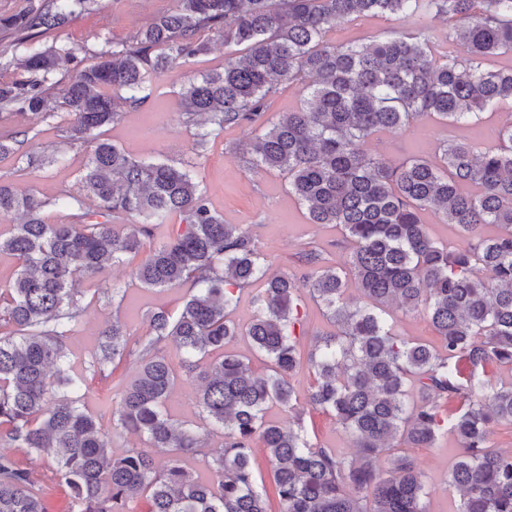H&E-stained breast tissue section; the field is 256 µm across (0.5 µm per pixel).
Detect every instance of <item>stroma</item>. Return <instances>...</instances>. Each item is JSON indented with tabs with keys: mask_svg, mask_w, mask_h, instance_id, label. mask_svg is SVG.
Listing matches in <instances>:
<instances>
[{
	"mask_svg": "<svg viewBox=\"0 0 512 512\" xmlns=\"http://www.w3.org/2000/svg\"><path fill=\"white\" fill-rule=\"evenodd\" d=\"M176 5V0H92L90 8L75 14L67 26L37 34L33 43L44 48H74L87 67L96 62L100 52L128 42L139 29L171 12ZM417 24L414 18L403 21L372 16L342 22L333 27L329 37L340 43L368 44L392 31ZM225 53L223 43L212 42L206 54L154 78L149 100L138 109L126 110L118 124L103 127V138L134 158L165 159L188 168L206 192L212 209L223 216L225 223L238 224L252 232L272 271H295L297 254L310 245L326 249L335 265L346 266L350 249L340 228L310 223L306 207L288 193L279 172L248 168L233 157L234 146L252 139L250 129L227 130L210 143L204 154L195 153L197 128L186 124L178 92L189 78L223 69ZM67 86V77L56 75L48 91L50 116L27 121L19 115L0 112V133L25 131L24 151L47 154L59 149L65 153L63 163L44 169L25 168L14 155L0 157V179L45 200L44 216L52 224L72 223L71 210L57 205L56 200L62 190L77 189L87 162L85 151L69 146V125L60 115ZM511 111L512 104L504 102L452 127L426 118L405 133L373 136L365 147L393 165L414 155L430 157L438 139L452 135L463 140L489 133L501 127ZM136 263V257H125L120 264L80 282L83 313L68 341L74 369H82L98 344L99 332L113 318H120L131 337L136 338L146 330L147 313L178 310L192 294L188 284L165 290L144 287L132 275ZM116 288L123 294L117 306L111 300ZM137 368L136 359L131 357L119 366L112 379H87L86 409L98 411L103 399L118 397ZM304 420L311 436L322 446L343 457H354L356 450L351 439L331 415L309 409ZM462 451L460 440L451 431L441 435L435 447L413 449L412 454L425 475L428 512H455L459 493L449 484L448 471Z\"/></svg>",
	"mask_w": 512,
	"mask_h": 512,
	"instance_id": "stroma-1",
	"label": "stroma"
}]
</instances>
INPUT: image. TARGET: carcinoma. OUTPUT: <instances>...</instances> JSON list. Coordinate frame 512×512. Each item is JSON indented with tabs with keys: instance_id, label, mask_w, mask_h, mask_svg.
Instances as JSON below:
<instances>
[{
	"instance_id": "cac0c4a2",
	"label": "carcinoma",
	"mask_w": 512,
	"mask_h": 512,
	"mask_svg": "<svg viewBox=\"0 0 512 512\" xmlns=\"http://www.w3.org/2000/svg\"><path fill=\"white\" fill-rule=\"evenodd\" d=\"M89 2L45 0L0 26L26 41L34 30L65 27ZM177 2L69 83L62 105L69 144L85 148L89 160L81 192L65 191L58 201L78 222L48 223V202L0 182V217L22 218L9 235L0 232V252L19 262L15 279L0 288V439L52 458L54 478L68 489L67 512H129L143 497L147 512H273L252 467L259 447L269 457L279 512H428L422 471L393 449L432 448L450 428L466 448L449 471L460 492L456 512H512V451L487 446L491 423L512 426V384L476 397L488 385L490 363L512 365V122L493 146L448 137L434 158L397 166L362 149L375 134H397L418 119L457 124L512 100V67L492 64L512 54V0ZM369 15L442 19L448 29L438 36L426 24L364 45L326 37L337 21ZM214 38L246 53L182 85L186 123L201 128L195 146L252 128L255 138L235 146L236 157L279 171L312 223L341 228L352 246L346 269L311 246L297 256L302 273H270L253 234L224 223L188 172L134 160L98 137L121 120V107L137 109L150 98L156 74L205 54ZM74 62L70 47L31 49L18 73L0 78V109L42 114L48 83ZM287 84L301 86L303 104L275 119L271 107ZM24 135L1 133L0 156L18 153ZM21 159L41 169L61 155ZM429 208L467 235L465 246L450 250L431 236L421 220ZM114 216L127 220L123 231ZM173 216L180 224L133 275L147 288L189 282L196 292L175 313H150L147 334L135 340L114 319L83 374H73L67 344L82 313L75 285L139 252ZM485 224L500 232L481 236ZM348 275L360 305L344 297ZM299 277L337 327L313 339L308 403L351 436L357 453L350 460L313 441L293 403ZM262 279L266 287L252 296L257 314L241 329L230 312ZM388 308L425 314L442 350L393 333ZM239 335L270 360L269 371L224 352ZM169 343L182 372L199 380L201 425L185 426L165 410L177 375L163 354ZM131 356L139 369L120 399L100 414L86 411L85 375L109 379ZM271 403L294 414L292 422L267 421ZM114 429L146 447L113 457ZM216 429L224 443L203 461L204 481L182 457ZM0 512H49L39 478L5 452Z\"/></svg>"
}]
</instances>
